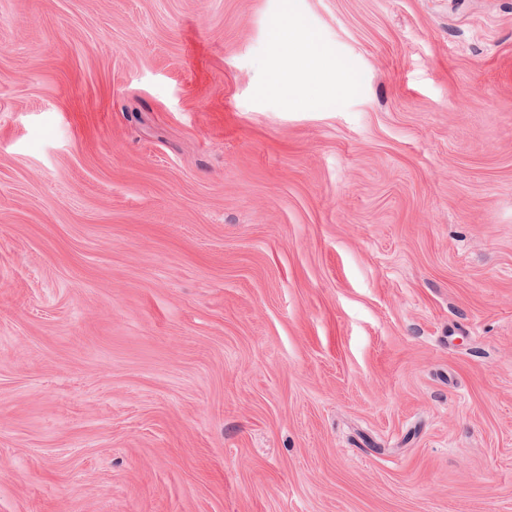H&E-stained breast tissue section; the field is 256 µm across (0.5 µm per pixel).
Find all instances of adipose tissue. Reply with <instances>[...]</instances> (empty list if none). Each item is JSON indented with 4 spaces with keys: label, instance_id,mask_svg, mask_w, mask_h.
<instances>
[{
    "label": "adipose tissue",
    "instance_id": "ef3b65f1",
    "mask_svg": "<svg viewBox=\"0 0 512 512\" xmlns=\"http://www.w3.org/2000/svg\"><path fill=\"white\" fill-rule=\"evenodd\" d=\"M272 36L281 47L300 46L299 57H281L278 67L281 76L276 88L284 99H292L296 94L297 74H313L318 79V103L330 106L345 93L358 79L357 71L347 62L333 58L328 50L307 30L302 21L291 15L281 16L273 26Z\"/></svg>",
    "mask_w": 512,
    "mask_h": 512
}]
</instances>
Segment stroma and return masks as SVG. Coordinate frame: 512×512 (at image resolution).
I'll return each mask as SVG.
<instances>
[{"label": "stroma", "mask_w": 512, "mask_h": 512, "mask_svg": "<svg viewBox=\"0 0 512 512\" xmlns=\"http://www.w3.org/2000/svg\"><path fill=\"white\" fill-rule=\"evenodd\" d=\"M0 512H512V0H0ZM272 36L285 49L278 63L282 76L276 81V88L287 102L296 94L295 77L299 73L316 75V101L324 106L336 104L347 88L357 81V71L349 63L333 58L303 22L289 13L276 21ZM296 44L301 48L300 56L288 57V47Z\"/></svg>", "instance_id": "35a3bbf8"}]
</instances>
